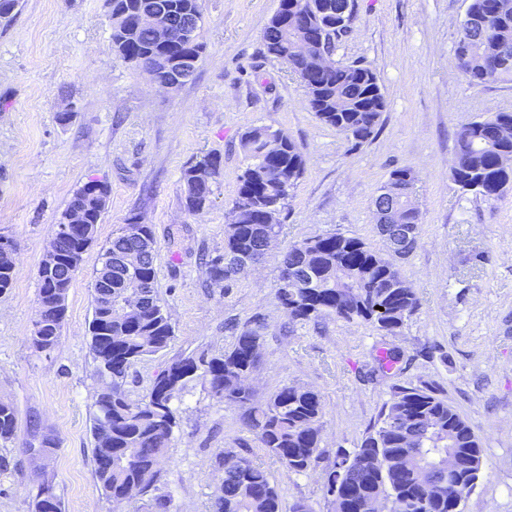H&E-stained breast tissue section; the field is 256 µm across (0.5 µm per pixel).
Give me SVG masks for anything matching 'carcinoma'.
Wrapping results in <instances>:
<instances>
[{"label":"carcinoma","instance_id":"carcinoma-1","mask_svg":"<svg viewBox=\"0 0 512 512\" xmlns=\"http://www.w3.org/2000/svg\"><path fill=\"white\" fill-rule=\"evenodd\" d=\"M346 0H281L280 9L265 28V54L288 64L306 89L309 109L355 144L375 134L386 98L374 70L362 65L326 66L351 24L336 28V7ZM112 46L125 62L151 80L182 86L192 75H177L154 59L189 56L200 62L202 17L199 0H109ZM162 12L170 26L199 17L185 41L164 44L156 32L140 25L141 8ZM297 24L288 26V15ZM299 42L308 44L303 53ZM459 70L475 85L512 77V0H469L456 48ZM450 175L466 192L497 200L512 186V113L498 112L461 125L455 134ZM245 167L238 176L237 196L224 228V253L207 263L210 281L230 285L247 262L260 261L282 231L281 215L290 190L305 167L298 146L267 126L253 127L241 137ZM223 170L222 156L205 153L182 172L185 210L196 215L211 202ZM110 193L109 185L90 180L80 186L62 213L64 224L76 210L97 232ZM60 266L38 270L41 327L33 335L50 347L58 342L67 298L83 252L77 240L56 238ZM158 246L151 225L132 218L103 247L101 265L112 259V304L106 306L92 283L93 315L89 323L90 350L100 381L94 399L96 413L95 475L102 495L115 505L144 494L155 485L160 464L168 458L177 426L173 406L178 394L200 379L212 397L242 410L241 425L287 472L304 474L320 458L324 403L315 389L284 385L259 403L247 381L260 361L263 327L256 315L235 336L229 349L208 356L173 361L161 371L139 400L129 397L125 381L130 369L165 350L174 338L170 315L157 290ZM275 300L288 324L335 316L372 324L394 335L418 307L413 288L388 257L372 250L358 236L332 232L289 245L278 256ZM16 432L14 406L0 399V442ZM457 455L453 482L443 463L448 450ZM222 478L211 497L209 512H284L283 501L265 469L254 458L234 453L217 456ZM482 469V448L460 413L431 387H401L384 403L380 420L360 447L340 450L322 473L331 512H365L377 498L392 503L393 512H461ZM31 512H61L53 478L43 474L31 502Z\"/></svg>","mask_w":512,"mask_h":512}]
</instances>
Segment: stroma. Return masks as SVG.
I'll list each match as a JSON object with an SVG mask.
<instances>
[{"label":"stroma","instance_id":"stroma-1","mask_svg":"<svg viewBox=\"0 0 512 512\" xmlns=\"http://www.w3.org/2000/svg\"><path fill=\"white\" fill-rule=\"evenodd\" d=\"M468 0H355L337 64L372 67L386 98L375 136L354 145L306 105L300 79L263 53L262 33L279 0H201L206 54L176 91L150 82L112 48L108 0H21L0 27V235L17 247L12 288L0 295V399L16 409L12 442L0 445V512H30L40 472L53 476L62 512H148L141 496L113 506L94 473L91 433L99 386L90 351L92 282L100 250L130 218L158 243V291L171 316L170 346L132 368L125 388L141 399L173 360L228 348L229 322L265 318L262 357L250 385L265 399L283 385L317 390L324 402L321 458L307 473L258 462L285 506L329 512L321 471L359 447L395 387L429 386L471 425L483 448L480 478L462 512H512V190L496 201L462 192L450 177L455 132L512 112V81L470 85L456 65ZM70 113L60 122L59 113ZM269 126L299 146L306 164L277 243L328 233L383 242L372 201L393 169L415 176L422 218L415 252L400 265L417 310L399 332L334 316L286 327L274 297L277 256L231 287L210 284L202 255L224 251L227 212L243 162L240 137ZM212 150L223 172L203 214L183 204V169ZM111 189L96 240L82 256L57 345L37 350L38 268L76 189ZM400 351L397 371L378 369L379 348ZM178 425L158 492L171 512H208L215 455L257 447L237 407L202 382L175 401ZM57 446L46 464L26 452L32 423Z\"/></svg>","mask_w":512,"mask_h":512}]
</instances>
